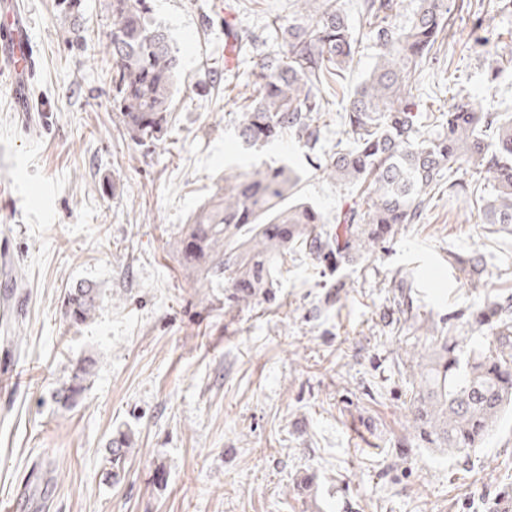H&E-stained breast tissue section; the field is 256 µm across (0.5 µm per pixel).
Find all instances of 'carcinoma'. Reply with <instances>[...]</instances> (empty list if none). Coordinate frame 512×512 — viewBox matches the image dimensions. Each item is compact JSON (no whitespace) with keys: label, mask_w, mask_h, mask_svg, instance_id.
I'll return each mask as SVG.
<instances>
[{"label":"carcinoma","mask_w":512,"mask_h":512,"mask_svg":"<svg viewBox=\"0 0 512 512\" xmlns=\"http://www.w3.org/2000/svg\"><path fill=\"white\" fill-rule=\"evenodd\" d=\"M315 15L312 26H275L246 40L257 94L240 112L238 138L264 144L287 133L306 148L314 168L356 190L328 220L295 198L299 176L285 165L224 179L184 225L174 246L184 267L209 285L229 288L228 300L273 298L277 272L288 256L352 263L375 252L400 227L420 222L430 194L446 180L455 185L471 167L474 208L484 224H512V118L478 112L463 89L448 111L430 120L418 112L413 80L428 54L444 39L449 0H419L405 25L392 22L399 0H363L369 34L378 48L367 77L339 114L336 153L321 155V119L329 101L323 85L341 78L358 39L336 0H298ZM106 61L112 111L130 139H162L180 62L165 30L149 20L148 0H110ZM450 263L472 287L484 286V256L453 255ZM99 289L79 284L64 299L73 325L92 319ZM485 336L472 343L448 333L430 339L418 364L410 399L412 427L428 448L468 456L512 408V294L496 296L470 314ZM96 359L72 364L54 400L71 408L91 387ZM131 439L121 432L108 444L105 464L124 469Z\"/></svg>","instance_id":"cac0c4a2"}]
</instances>
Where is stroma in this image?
<instances>
[{"label":"stroma","mask_w":512,"mask_h":512,"mask_svg":"<svg viewBox=\"0 0 512 512\" xmlns=\"http://www.w3.org/2000/svg\"><path fill=\"white\" fill-rule=\"evenodd\" d=\"M109 2L82 0L75 16L59 0H23L38 111H16L0 79V260L16 278L0 370L26 368L0 387V501L21 512H497L512 494V414L464 460L417 439L408 401L431 334L452 319L458 335L477 336L468 318L488 289L512 293V228L481 224L469 190L444 187L375 253L342 265L298 253L272 301L226 309L224 289L188 273L174 248L225 178L288 165L298 198L328 218L350 197L294 137L250 148L237 136L253 77L225 20L262 36L271 19L315 17L296 0H149L180 72L165 134L148 146L113 120L101 69ZM449 2L450 36L414 76L426 111L447 109L451 80L480 111L512 105V8ZM359 3L336 0L359 48L325 87L328 150L378 52ZM476 249L483 288L448 264ZM399 278L411 285L408 313ZM80 282L102 302L73 327L62 302ZM88 355L92 388L57 406L53 389ZM127 429L135 444L113 479L102 458Z\"/></svg>","instance_id":"stroma-1"}]
</instances>
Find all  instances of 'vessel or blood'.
<instances>
[{"label":"vessel or blood","instance_id":"1","mask_svg":"<svg viewBox=\"0 0 512 512\" xmlns=\"http://www.w3.org/2000/svg\"><path fill=\"white\" fill-rule=\"evenodd\" d=\"M37 49L30 36V22L14 7L0 12V74L7 76L18 95L19 109H26V83L37 70Z\"/></svg>","mask_w":512,"mask_h":512}]
</instances>
